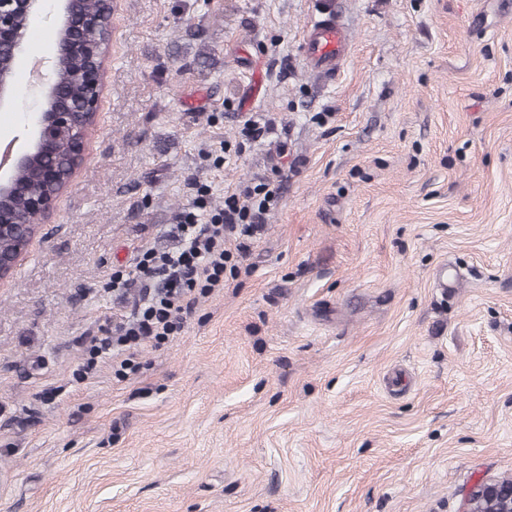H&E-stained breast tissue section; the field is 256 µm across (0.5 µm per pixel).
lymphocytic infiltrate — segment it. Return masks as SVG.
<instances>
[{"mask_svg":"<svg viewBox=\"0 0 512 512\" xmlns=\"http://www.w3.org/2000/svg\"><path fill=\"white\" fill-rule=\"evenodd\" d=\"M208 194V185L198 184L192 204L177 215L175 246L142 253L135 266L140 297L129 314L113 321L110 335L88 339L90 358L82 378L92 376L97 358L106 354L115 356L118 376L137 372L144 344L168 342L198 299L223 287L227 263L246 258L264 214L278 199L277 188L264 181L226 196L220 207L209 205ZM228 239L234 240V249H225Z\"/></svg>","mask_w":512,"mask_h":512,"instance_id":"obj_1","label":"lymphocytic infiltrate"}]
</instances>
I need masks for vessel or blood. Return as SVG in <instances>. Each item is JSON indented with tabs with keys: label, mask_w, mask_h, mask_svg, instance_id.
Listing matches in <instances>:
<instances>
[{
	"label": "vessel or blood",
	"mask_w": 512,
	"mask_h": 512,
	"mask_svg": "<svg viewBox=\"0 0 512 512\" xmlns=\"http://www.w3.org/2000/svg\"><path fill=\"white\" fill-rule=\"evenodd\" d=\"M316 11L302 33L299 56L306 69L331 81L350 54V35L336 11L335 0H318Z\"/></svg>",
	"instance_id": "1"
}]
</instances>
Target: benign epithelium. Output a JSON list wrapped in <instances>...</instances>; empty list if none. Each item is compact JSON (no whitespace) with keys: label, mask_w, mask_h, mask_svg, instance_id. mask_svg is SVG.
<instances>
[{"label":"benign epithelium","mask_w":512,"mask_h":512,"mask_svg":"<svg viewBox=\"0 0 512 512\" xmlns=\"http://www.w3.org/2000/svg\"><path fill=\"white\" fill-rule=\"evenodd\" d=\"M46 0H0V110L12 108L25 91L17 81L28 23L45 10ZM117 0H100L95 12L80 11L76 0H61L55 21L51 78L38 85L31 113L33 137L0 175V281L10 278L35 236L52 215L56 202L83 164L88 137L95 126L105 82ZM79 67L66 68L73 58ZM84 86L75 102L65 83ZM512 512V493L500 482H481L463 496L462 512Z\"/></svg>","instance_id":"obj_1"}]
</instances>
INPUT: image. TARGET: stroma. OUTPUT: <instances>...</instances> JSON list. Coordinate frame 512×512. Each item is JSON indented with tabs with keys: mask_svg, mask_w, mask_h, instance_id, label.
Listing matches in <instances>:
<instances>
[{
	"mask_svg": "<svg viewBox=\"0 0 512 512\" xmlns=\"http://www.w3.org/2000/svg\"><path fill=\"white\" fill-rule=\"evenodd\" d=\"M342 4L326 85L315 0H119L80 172L0 283V512H460L512 479V0ZM262 177L235 275L137 374L78 379L194 180ZM318 17L310 20L299 43L306 69L326 81L336 78L350 54V35L334 0L316 2Z\"/></svg>",
	"mask_w": 512,
	"mask_h": 512,
	"instance_id": "obj_1",
	"label": "stroma"
}]
</instances>
